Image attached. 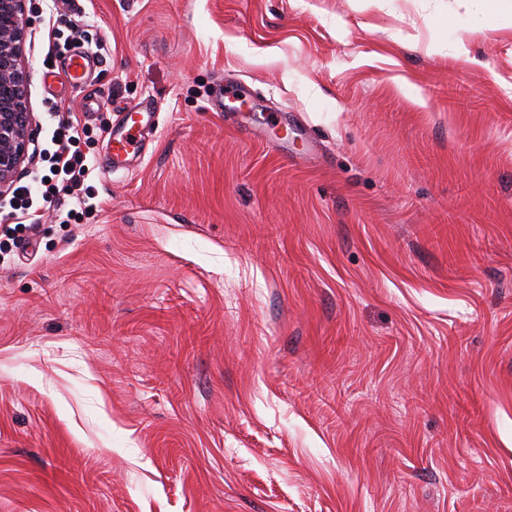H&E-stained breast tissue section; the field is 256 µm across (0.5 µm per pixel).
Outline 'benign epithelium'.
Listing matches in <instances>:
<instances>
[{"instance_id": "obj_1", "label": "benign epithelium", "mask_w": 512, "mask_h": 512, "mask_svg": "<svg viewBox=\"0 0 512 512\" xmlns=\"http://www.w3.org/2000/svg\"><path fill=\"white\" fill-rule=\"evenodd\" d=\"M25 0H0V193L32 162L38 128L27 112V77L20 63Z\"/></svg>"}]
</instances>
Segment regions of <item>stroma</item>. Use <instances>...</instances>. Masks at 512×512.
I'll list each match as a JSON object with an SVG mask.
<instances>
[{
	"label": "stroma",
	"mask_w": 512,
	"mask_h": 512,
	"mask_svg": "<svg viewBox=\"0 0 512 512\" xmlns=\"http://www.w3.org/2000/svg\"><path fill=\"white\" fill-rule=\"evenodd\" d=\"M95 209L0 208V512H512V0H75ZM148 125L147 109H130L122 113L120 125L112 130L107 156L101 161V167L109 172L124 169L130 155L143 148Z\"/></svg>",
	"instance_id": "1"
}]
</instances>
